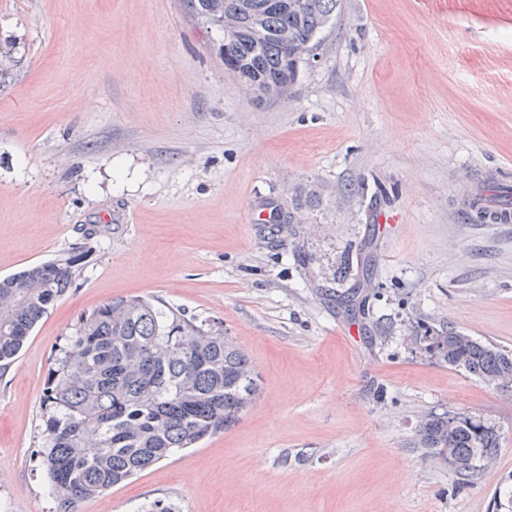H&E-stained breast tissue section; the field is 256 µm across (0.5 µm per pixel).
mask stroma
Returning <instances> with one entry per match:
<instances>
[{
    "instance_id": "stroma-1",
    "label": "stroma",
    "mask_w": 512,
    "mask_h": 512,
    "mask_svg": "<svg viewBox=\"0 0 512 512\" xmlns=\"http://www.w3.org/2000/svg\"><path fill=\"white\" fill-rule=\"evenodd\" d=\"M221 40L182 0H0V279L80 257L0 371V504L54 512L55 350L81 314L141 297L221 325L258 395L77 512H512V389L408 341L444 324L512 352V224L456 202L512 185V0H341L280 100L225 70ZM263 205L295 233L252 223ZM367 244L364 320L334 295ZM431 414L497 437L473 482L420 447Z\"/></svg>"
}]
</instances>
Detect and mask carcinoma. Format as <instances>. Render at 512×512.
Returning a JSON list of instances; mask_svg holds the SVG:
<instances>
[{
	"label": "carcinoma",
	"mask_w": 512,
	"mask_h": 512,
	"mask_svg": "<svg viewBox=\"0 0 512 512\" xmlns=\"http://www.w3.org/2000/svg\"><path fill=\"white\" fill-rule=\"evenodd\" d=\"M225 38L224 67L263 97L282 96L340 0H183ZM77 259L59 258L0 280V369L7 368L48 308L74 284ZM409 340L436 362L484 381L512 384V352L450 327H415ZM258 375L224 330L180 308L120 298L82 314L56 349L45 382L39 451L58 512L192 448L235 423L253 403ZM421 447L456 463L465 479L498 442L470 419L432 415Z\"/></svg>",
	"instance_id": "1"
}]
</instances>
